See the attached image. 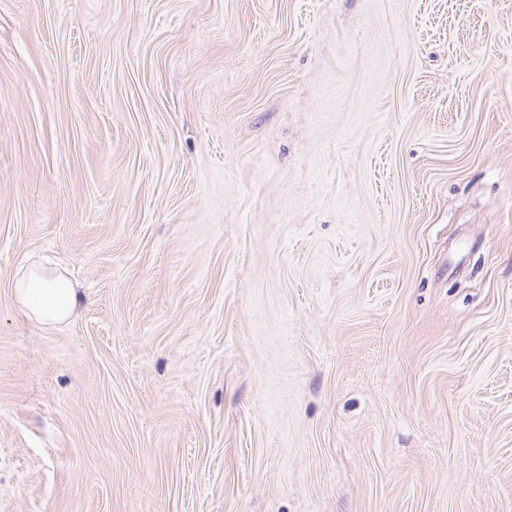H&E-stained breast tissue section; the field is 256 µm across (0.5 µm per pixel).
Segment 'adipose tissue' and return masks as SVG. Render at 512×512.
<instances>
[{"mask_svg":"<svg viewBox=\"0 0 512 512\" xmlns=\"http://www.w3.org/2000/svg\"><path fill=\"white\" fill-rule=\"evenodd\" d=\"M14 294L28 319L47 325L68 320L82 300L77 283L64 272L37 264L24 269L15 282Z\"/></svg>","mask_w":512,"mask_h":512,"instance_id":"1","label":"adipose tissue"}]
</instances>
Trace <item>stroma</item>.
<instances>
[{
	"instance_id": "35a3bbf8",
	"label": "stroma",
	"mask_w": 512,
	"mask_h": 512,
	"mask_svg": "<svg viewBox=\"0 0 512 512\" xmlns=\"http://www.w3.org/2000/svg\"><path fill=\"white\" fill-rule=\"evenodd\" d=\"M0 512H512V0H0ZM78 286L60 270L31 264L15 281L14 294L29 320L56 325L76 313L82 300Z\"/></svg>"
}]
</instances>
